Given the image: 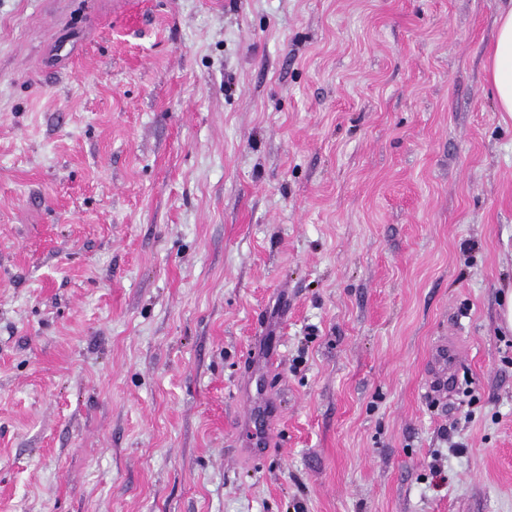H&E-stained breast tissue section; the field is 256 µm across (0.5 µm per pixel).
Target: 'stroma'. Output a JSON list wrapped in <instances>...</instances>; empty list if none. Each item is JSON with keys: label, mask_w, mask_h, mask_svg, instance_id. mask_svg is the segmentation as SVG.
<instances>
[{"label": "stroma", "mask_w": 512, "mask_h": 512, "mask_svg": "<svg viewBox=\"0 0 512 512\" xmlns=\"http://www.w3.org/2000/svg\"><path fill=\"white\" fill-rule=\"evenodd\" d=\"M511 6L0 0V512H512ZM494 41L487 50V78L498 111L512 114V7L498 14ZM455 358L454 346L447 341L441 342L434 348L431 365L434 378L429 384V390L448 392V363Z\"/></svg>", "instance_id": "obj_1"}]
</instances>
